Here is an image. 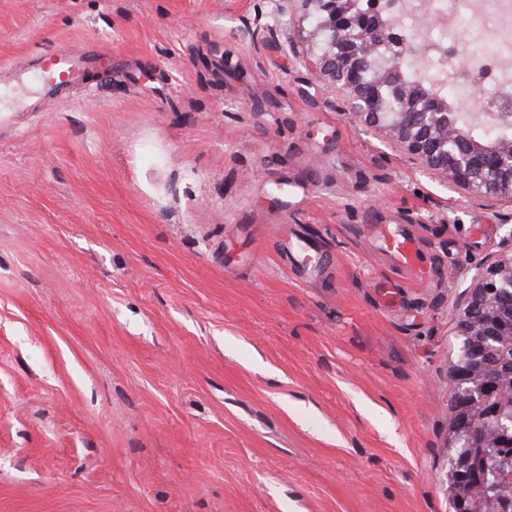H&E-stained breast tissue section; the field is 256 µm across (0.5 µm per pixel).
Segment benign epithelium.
Returning a JSON list of instances; mask_svg holds the SVG:
<instances>
[{
  "instance_id": "obj_1",
  "label": "benign epithelium",
  "mask_w": 512,
  "mask_h": 512,
  "mask_svg": "<svg viewBox=\"0 0 512 512\" xmlns=\"http://www.w3.org/2000/svg\"><path fill=\"white\" fill-rule=\"evenodd\" d=\"M304 2L321 5L322 21L310 36L328 42L327 49L310 56L309 64L346 97L351 114L389 133L416 160L445 173L467 194L512 202L511 112H437L427 105L410 108L408 90L400 82L366 78L382 38L398 49L387 73L400 70L412 49L410 34L426 27L430 13L414 0H391L393 5L401 4L404 15L415 17L417 25L411 30L390 12L383 19L357 11L353 0ZM477 324L483 325L481 340L461 345V358L448 381L453 391L451 433L455 442L471 449L450 473L457 486L490 471L512 469V457L489 453L488 436L469 418L472 409L488 402L469 364L501 351L500 337L512 336V255L485 259L467 286L457 320L461 340L474 335Z\"/></svg>"
}]
</instances>
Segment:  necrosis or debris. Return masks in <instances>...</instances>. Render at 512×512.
<instances>
[{
    "mask_svg": "<svg viewBox=\"0 0 512 512\" xmlns=\"http://www.w3.org/2000/svg\"><path fill=\"white\" fill-rule=\"evenodd\" d=\"M431 6L442 24L422 47L443 66L449 86L474 93L493 87V94L484 99L486 111L512 112V0H431ZM464 18L475 38L488 36L492 42L468 68L461 69L454 56L452 34Z\"/></svg>",
    "mask_w": 512,
    "mask_h": 512,
    "instance_id": "1",
    "label": "necrosis or debris"
}]
</instances>
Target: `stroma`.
Wrapping results in <instances>:
<instances>
[{
    "instance_id": "stroma-1",
    "label": "stroma",
    "mask_w": 512,
    "mask_h": 512,
    "mask_svg": "<svg viewBox=\"0 0 512 512\" xmlns=\"http://www.w3.org/2000/svg\"><path fill=\"white\" fill-rule=\"evenodd\" d=\"M311 28L0 0V512H449L457 303L512 202L349 114ZM89 42L110 72L15 86ZM386 249L400 264L411 267L414 269L415 276L422 280L424 279V271L419 267L414 266L412 252L408 246L407 240L404 237H392L386 243Z\"/></svg>"
}]
</instances>
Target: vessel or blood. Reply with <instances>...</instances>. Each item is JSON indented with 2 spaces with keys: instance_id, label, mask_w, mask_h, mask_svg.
Returning <instances> with one entry per match:
<instances>
[{
  "instance_id": "vessel-or-blood-1",
  "label": "vessel or blood",
  "mask_w": 512,
  "mask_h": 512,
  "mask_svg": "<svg viewBox=\"0 0 512 512\" xmlns=\"http://www.w3.org/2000/svg\"><path fill=\"white\" fill-rule=\"evenodd\" d=\"M33 68L45 76L49 85L80 84L85 81L89 71L111 70L112 60L91 45L79 55L58 48L36 57Z\"/></svg>"
}]
</instances>
